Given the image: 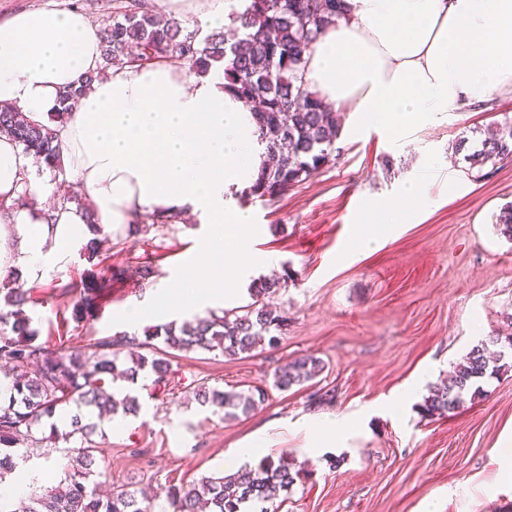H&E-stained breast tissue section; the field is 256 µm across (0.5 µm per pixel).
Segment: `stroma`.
Wrapping results in <instances>:
<instances>
[{
    "instance_id": "1",
    "label": "stroma",
    "mask_w": 512,
    "mask_h": 512,
    "mask_svg": "<svg viewBox=\"0 0 512 512\" xmlns=\"http://www.w3.org/2000/svg\"><path fill=\"white\" fill-rule=\"evenodd\" d=\"M87 11L94 23L112 14V0H0V20L24 10ZM512 120V93L398 133L359 130L342 119L336 160L274 199L240 195L256 223L253 251L269 257L263 278L285 285L270 302L287 318L277 344L249 356L178 353L167 386L133 387L141 405L122 428L95 440L114 490L188 484L239 469L235 454L257 430L269 429L267 455L285 457L306 475L277 512H512V482L503 479L496 447L512 437V369L487 379L484 394L447 417H422L417 402L401 417L385 408L407 384L447 377L471 348L512 332V240L495 222L512 204V160L468 173V154L489 128ZM423 175L426 199L412 207L382 246L348 263L341 255L356 232L380 228L374 203L397 196ZM209 225L142 224L103 232L96 254L64 256L42 276L17 280L40 340L68 349L121 332L116 314L169 287L188 267H208L198 242ZM152 267L144 280L141 266ZM114 276L93 317L71 316L66 285L89 272ZM323 360L324 372L280 391L275 369L300 355ZM224 390L260 388L265 400L248 416L227 421L194 399L200 384ZM355 416L350 448L309 451L307 415ZM69 463L66 443L39 448L17 476L50 486Z\"/></svg>"
}]
</instances>
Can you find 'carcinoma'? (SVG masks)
<instances>
[{
  "label": "carcinoma",
  "instance_id": "obj_1",
  "mask_svg": "<svg viewBox=\"0 0 512 512\" xmlns=\"http://www.w3.org/2000/svg\"><path fill=\"white\" fill-rule=\"evenodd\" d=\"M340 0H243L234 12L238 25L206 34L183 23L157 15L151 0H112V17L100 26L103 68L119 64L139 67L170 60L194 74L213 65H224L227 87L245 102L258 108L256 121L266 140V162L261 177L249 194L276 197L304 181L313 171L336 159V144L342 126L338 113L326 109L321 98L302 81L305 54L320 32L339 16ZM95 76L62 92L63 107L54 121L63 124L84 88ZM6 136L48 168L60 167L57 128L34 121L7 104H0V137ZM512 158V122H504L481 149L468 155L470 168H483ZM19 273L11 270L0 279V367L12 377L13 396L0 402V480L14 472L16 459H26L45 441L78 438L69 449L71 464L59 483L35 489L17 502L0 500V512H153L154 505L135 490H120L108 497L98 493L103 476L93 436L98 419L118 413L135 415L138 397L130 393L118 398L106 390L117 363L124 362L123 378L131 385L144 374L153 385L168 381L171 362L168 351L218 350L236 358L277 341L284 319L265 298L282 287L278 278L258 281L250 289L252 302L238 312H211L180 325L170 322L149 326L143 335L121 332L102 337L81 349H54L39 340L24 309L25 293L10 287ZM79 292L72 307L75 319L91 315L97 288L90 282L73 284L68 292ZM162 340L165 349L157 348ZM501 337L491 336L474 346L457 364L448 383L429 390L419 406L426 416H447L464 406L465 396L475 400L483 393L480 382L507 367ZM324 370L312 355L297 356L280 365L273 386L287 391L302 385ZM262 389L225 391L200 385L197 402L224 420L249 415ZM74 406L77 413L60 431L50 424V434L35 435L46 419ZM302 477L288 459L264 458L255 466L234 473L203 476L196 483L170 484L165 489L168 512H241L246 504H275Z\"/></svg>",
  "mask_w": 512,
  "mask_h": 512
}]
</instances>
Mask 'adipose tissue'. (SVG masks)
<instances>
[{"label": "adipose tissue", "mask_w": 512, "mask_h": 512, "mask_svg": "<svg viewBox=\"0 0 512 512\" xmlns=\"http://www.w3.org/2000/svg\"><path fill=\"white\" fill-rule=\"evenodd\" d=\"M166 15L194 16L202 31L234 21L226 0H154ZM335 24L308 51L304 82L325 104L365 128L404 131L439 113L512 92V0H342ZM100 32L83 11L32 9L0 21V103L44 122L60 91L96 79L58 129L66 178L105 227L137 214L185 211L213 224L199 252L213 267L176 279L175 291L124 308L135 327L172 308L197 312L231 300L262 263L251 248L253 214L238 195L265 159L252 110L230 91L222 66L196 76L160 62L102 67ZM45 188L33 156L0 138V273L34 274L53 255L82 250L93 232L85 210L58 203L51 214L16 206ZM19 237L20 253L9 246ZM314 448L349 447L346 418L302 422Z\"/></svg>", "instance_id": "ef3b65f1"}]
</instances>
